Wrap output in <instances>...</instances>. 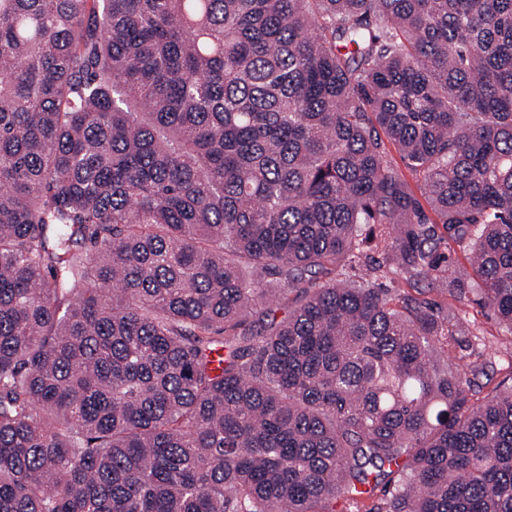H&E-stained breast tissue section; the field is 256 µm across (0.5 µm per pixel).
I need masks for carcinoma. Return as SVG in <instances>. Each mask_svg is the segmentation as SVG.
<instances>
[{
  "mask_svg": "<svg viewBox=\"0 0 512 512\" xmlns=\"http://www.w3.org/2000/svg\"><path fill=\"white\" fill-rule=\"evenodd\" d=\"M382 267L512 335V0H0V512H512Z\"/></svg>",
  "mask_w": 512,
  "mask_h": 512,
  "instance_id": "1",
  "label": "carcinoma"
}]
</instances>
